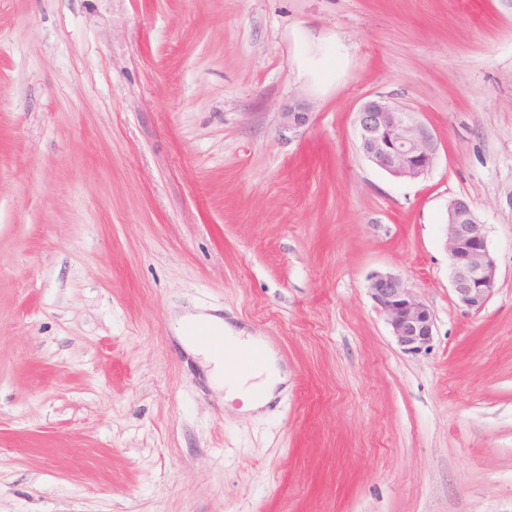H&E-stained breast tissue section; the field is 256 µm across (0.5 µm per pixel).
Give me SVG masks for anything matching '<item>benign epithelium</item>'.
Segmentation results:
<instances>
[{
    "label": "benign epithelium",
    "mask_w": 512,
    "mask_h": 512,
    "mask_svg": "<svg viewBox=\"0 0 512 512\" xmlns=\"http://www.w3.org/2000/svg\"><path fill=\"white\" fill-rule=\"evenodd\" d=\"M279 116L282 127L301 128L310 121V106L298 98ZM355 127L364 156L395 178L417 179L434 165L437 143L433 136L411 113L393 102L381 97L364 102L355 112ZM446 224L455 301L468 310L479 311L492 295L497 279L486 225L471 202L460 196L448 200ZM369 292L404 353L417 355L431 349L433 312L399 276L371 275Z\"/></svg>",
    "instance_id": "benign-epithelium-1"
}]
</instances>
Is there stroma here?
<instances>
[{"label": "stroma", "instance_id": "35a3bbf8", "mask_svg": "<svg viewBox=\"0 0 512 512\" xmlns=\"http://www.w3.org/2000/svg\"><path fill=\"white\" fill-rule=\"evenodd\" d=\"M378 96L433 134L424 177L361 152ZM187 314L271 347L267 406L225 403ZM0 512H512V0H0ZM312 112L310 106L303 98H297L294 102H288L282 112H279L282 127L288 129L301 128L310 121ZM448 256L456 303L468 310H481L493 293L497 266L488 246L486 224L465 197L448 200ZM368 289L404 353L417 355L431 349L434 315L412 288L395 274L375 273L369 279Z\"/></svg>", "mask_w": 512, "mask_h": 512}]
</instances>
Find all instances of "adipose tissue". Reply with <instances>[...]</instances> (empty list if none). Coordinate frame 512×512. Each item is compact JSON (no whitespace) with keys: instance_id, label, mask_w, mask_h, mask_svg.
<instances>
[{"instance_id":"adipose-tissue-1","label":"adipose tissue","mask_w":512,"mask_h":512,"mask_svg":"<svg viewBox=\"0 0 512 512\" xmlns=\"http://www.w3.org/2000/svg\"><path fill=\"white\" fill-rule=\"evenodd\" d=\"M199 355L210 364L213 384L222 387L227 396L241 399L244 409L256 410L265 406L274 396L285 377L274 356H267L263 364L249 371H238L232 353L213 348H199Z\"/></svg>"}]
</instances>
